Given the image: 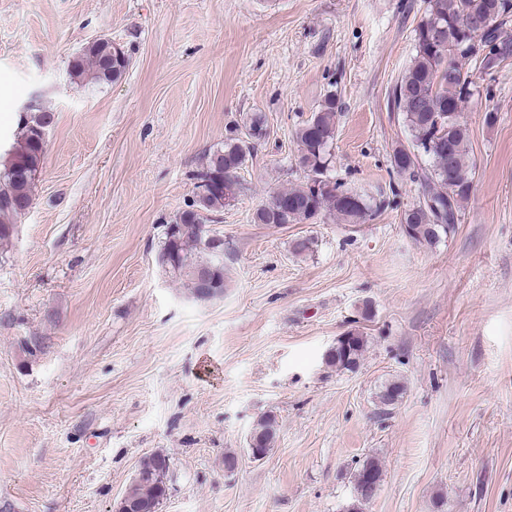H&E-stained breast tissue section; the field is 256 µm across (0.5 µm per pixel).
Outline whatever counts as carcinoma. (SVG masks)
<instances>
[{"label": "carcinoma", "instance_id": "1", "mask_svg": "<svg viewBox=\"0 0 512 512\" xmlns=\"http://www.w3.org/2000/svg\"><path fill=\"white\" fill-rule=\"evenodd\" d=\"M486 19L491 21L482 43L487 53L479 61L468 55L466 45L471 41L472 24ZM511 21L512 0H426L424 15L414 29L415 55L393 90L394 109L401 113L407 143L394 149L391 165L398 175L420 184L418 202L401 215V224L412 228L411 239L419 245L431 247L454 231L459 211L472 193L474 167L467 129L460 123L459 114L479 90L466 66L472 64L487 76L512 61V36L504 31ZM102 55L101 46L93 41L73 56L69 61L73 83L81 84L87 78L97 84L119 81L129 65L128 56L120 49L104 65ZM338 108L336 94H327L319 109L298 129V165L306 176L272 193L255 211L254 223L283 227L325 218L365 224L377 215L382 204L370 202L330 174ZM45 116L46 111L40 108L23 113L19 135L0 165L1 252L11 245L16 220L33 204L45 158V148L38 139ZM245 127V137L233 133L224 140L223 148L207 157L199 174L198 192L171 220L177 230L164 232L159 260L198 301L207 300L196 276L205 263L212 266L214 295H224V253L210 250L208 237L214 233L210 224L240 196L243 184L239 171L255 145L267 135L260 113L253 114ZM315 247L313 238L302 236L292 241L291 251L306 257L314 253ZM365 347L364 336L350 333L329 349L325 363L338 370H351L360 362ZM403 394L404 385L390 381L378 400L389 407ZM276 431V418L270 414L254 424L251 434L257 457L272 451ZM167 472L169 463L164 455L143 457L123 497L161 505L166 498ZM368 472L382 475L378 460L367 458L356 469L357 492L348 512H362L368 500L364 493Z\"/></svg>", "mask_w": 512, "mask_h": 512}]
</instances>
